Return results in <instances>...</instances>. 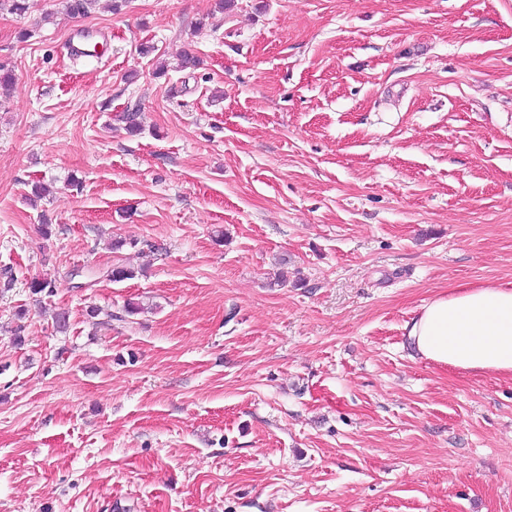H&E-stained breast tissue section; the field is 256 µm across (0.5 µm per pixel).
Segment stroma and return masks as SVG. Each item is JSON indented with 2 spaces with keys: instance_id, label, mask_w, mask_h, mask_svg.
I'll use <instances>...</instances> for the list:
<instances>
[{
  "instance_id": "35a3bbf8",
  "label": "stroma",
  "mask_w": 512,
  "mask_h": 512,
  "mask_svg": "<svg viewBox=\"0 0 512 512\" xmlns=\"http://www.w3.org/2000/svg\"><path fill=\"white\" fill-rule=\"evenodd\" d=\"M237 2L0 5V512H512V0ZM108 39V33L103 30L89 33L88 31L78 28L75 29L65 46L67 55L74 59L92 56L90 46L92 44L104 43ZM414 353L473 374L512 375V287L456 286L406 324Z\"/></svg>"
}]
</instances>
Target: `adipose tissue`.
I'll list each match as a JSON object with an SVG mask.
<instances>
[{
    "label": "adipose tissue",
    "mask_w": 512,
    "mask_h": 512,
    "mask_svg": "<svg viewBox=\"0 0 512 512\" xmlns=\"http://www.w3.org/2000/svg\"><path fill=\"white\" fill-rule=\"evenodd\" d=\"M414 353L473 374L512 375V287L456 286L406 325Z\"/></svg>",
    "instance_id": "obj_1"
}]
</instances>
